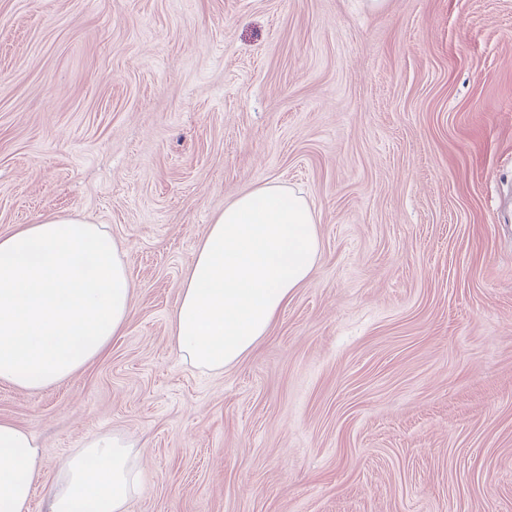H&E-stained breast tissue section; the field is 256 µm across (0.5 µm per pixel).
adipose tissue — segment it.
Instances as JSON below:
<instances>
[{"label":"adipose tissue","mask_w":512,"mask_h":512,"mask_svg":"<svg viewBox=\"0 0 512 512\" xmlns=\"http://www.w3.org/2000/svg\"><path fill=\"white\" fill-rule=\"evenodd\" d=\"M305 197L266 181L228 203L197 246L171 319L179 357L220 372L267 335L320 261ZM134 284L106 225L46 217L0 235V382L40 390L103 354L131 318ZM143 451L119 435L89 442L61 467L47 512H129ZM37 439L0 420V512H28L40 477Z\"/></svg>","instance_id":"adipose-tissue-1"}]
</instances>
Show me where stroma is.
Masks as SVG:
<instances>
[{
    "label": "stroma",
    "instance_id": "obj_1",
    "mask_svg": "<svg viewBox=\"0 0 512 512\" xmlns=\"http://www.w3.org/2000/svg\"><path fill=\"white\" fill-rule=\"evenodd\" d=\"M279 180L321 260L221 373L170 320L213 218ZM107 225L136 312L62 383L0 382L29 512L102 433L129 512H512V0H0V234Z\"/></svg>",
    "mask_w": 512,
    "mask_h": 512
}]
</instances>
